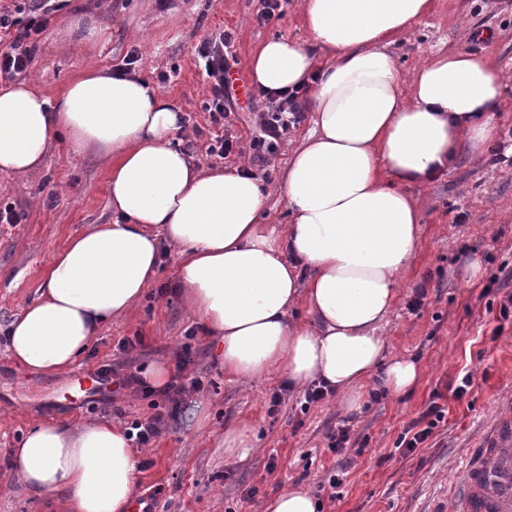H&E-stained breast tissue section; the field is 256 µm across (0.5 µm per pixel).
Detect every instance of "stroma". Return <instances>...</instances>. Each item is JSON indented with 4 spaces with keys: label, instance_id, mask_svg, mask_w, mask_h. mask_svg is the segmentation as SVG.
<instances>
[{
    "label": "stroma",
    "instance_id": "stroma-1",
    "mask_svg": "<svg viewBox=\"0 0 512 512\" xmlns=\"http://www.w3.org/2000/svg\"><path fill=\"white\" fill-rule=\"evenodd\" d=\"M259 7V0H66L39 35L26 77L54 102L87 67L111 70L128 53H137L136 74L183 110L185 125L176 141L188 154L231 171L252 159L254 115L266 104L260 98L232 115L233 153L224 159L207 155L216 129L203 109L207 86L195 48L205 38L232 32L234 75L246 84L251 54L260 43L272 37L309 41L301 0H285L282 18L265 26L256 21ZM77 15L92 16L97 34L64 37ZM392 51L406 72L438 52L485 54L507 80L499 127L512 128V0H434L432 12L398 37ZM312 127V119H305L275 158L252 168L269 188L267 223L288 221L282 177ZM493 156L490 146L479 157L463 154L448 173L414 188L421 202L419 250L382 333L391 353L419 359L423 374L407 395H369L357 418L346 416L333 396L306 404L303 393L289 390L276 376L245 388L225 375L213 343L193 335V321L170 289L177 257L169 250L139 307L105 326L68 376L35 375L16 365L3 337L8 324L38 298L66 240L113 217L108 171L92 154L59 143L39 171L0 173V207L15 206L21 215L20 223L0 224V486L13 488L0 497V512H64L61 496L34 498L17 485L11 451L33 425L47 418L109 419L117 408L127 424L170 408L163 394L134 393L112 383L85 399L72 388V379L96 375L105 364L119 377L137 374L152 362L173 360L187 341L196 352L187 375L202 381L197 397L209 423L196 427L194 405L184 402L178 420L139 448L135 489L157 491L158 512H263L269 498L298 485L313 493L317 512H445L459 466L498 411L512 408V323L498 324L480 297L493 276L503 293H512V166L493 163ZM474 261L481 264L475 276L469 271ZM419 288L425 297L418 309H410ZM133 336L140 344L120 350L119 341ZM465 371L473 376L465 397L449 400L444 422L422 448L402 454L397 441L404 428L425 409L433 390L455 387ZM276 392L281 403L273 408L269 399ZM246 418L257 426L259 452L244 463L225 459L218 435ZM341 425L350 439L336 453L329 435ZM333 473L341 484L331 494L323 485Z\"/></svg>",
    "mask_w": 512,
    "mask_h": 512
}]
</instances>
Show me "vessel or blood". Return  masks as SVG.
Listing matches in <instances>:
<instances>
[{"instance_id":"vessel-or-blood-1","label":"vessel or blood","mask_w":512,"mask_h":512,"mask_svg":"<svg viewBox=\"0 0 512 512\" xmlns=\"http://www.w3.org/2000/svg\"><path fill=\"white\" fill-rule=\"evenodd\" d=\"M452 512H512V416L493 420L460 474Z\"/></svg>"}]
</instances>
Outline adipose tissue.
Returning a JSON list of instances; mask_svg holds the SVG:
<instances>
[{
    "label": "adipose tissue",
    "instance_id": "adipose-tissue-1",
    "mask_svg": "<svg viewBox=\"0 0 512 512\" xmlns=\"http://www.w3.org/2000/svg\"><path fill=\"white\" fill-rule=\"evenodd\" d=\"M433 7L302 0L309 42L271 38L253 52L256 87L310 86L314 128L282 180L283 226L264 221L260 179L177 147L181 107L138 75L89 67L54 103L28 81L1 89L0 172H36L66 142L106 166L114 215L58 250L39 298L9 325L12 359L66 375L102 325L140 302L165 242L183 307L238 382L321 383L351 412L368 389L411 390L420 364L389 358L379 332L420 241L409 189L496 139L504 89L502 71L477 52L439 54L403 75L390 48ZM318 49L329 54L320 68ZM137 466L125 426L109 419L41 422L13 451L22 487L65 494L66 512H130Z\"/></svg>",
    "mask_w": 512,
    "mask_h": 512
}]
</instances>
